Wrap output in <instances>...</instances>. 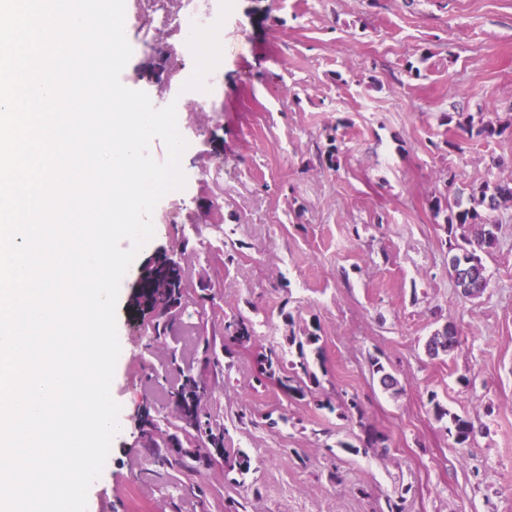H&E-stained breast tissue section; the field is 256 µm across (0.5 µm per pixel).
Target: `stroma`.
Listing matches in <instances>:
<instances>
[{
	"mask_svg": "<svg viewBox=\"0 0 512 512\" xmlns=\"http://www.w3.org/2000/svg\"><path fill=\"white\" fill-rule=\"evenodd\" d=\"M146 10L126 0L120 80L157 107L177 94L142 73L155 42L176 38L141 30ZM221 47L215 107L186 119V186L158 203L121 283L111 395L124 430L87 512H224L230 496L249 512H378L400 496L406 512H512V208L476 299L456 288L445 220L430 208L512 177L511 132L460 140L441 121L512 120V0H226ZM180 252L187 303L157 338L130 298L151 258ZM239 316L255 338L205 359L203 337L223 341ZM449 323L457 348L428 356ZM306 330L325 356L310 364V395L257 383L258 355L297 361L288 338ZM376 359L397 390L373 378ZM184 371L205 373V412L225 447L250 456L243 485L220 460L158 466L141 439L148 406L175 432L168 391ZM352 397L360 412L341 409ZM437 402L473 422L468 444L449 437ZM367 425L387 450H363Z\"/></svg>",
	"mask_w": 512,
	"mask_h": 512,
	"instance_id": "obj_1",
	"label": "stroma"
}]
</instances>
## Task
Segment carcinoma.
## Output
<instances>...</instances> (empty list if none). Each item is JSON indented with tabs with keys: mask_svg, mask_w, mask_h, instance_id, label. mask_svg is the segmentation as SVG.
<instances>
[{
	"mask_svg": "<svg viewBox=\"0 0 512 512\" xmlns=\"http://www.w3.org/2000/svg\"><path fill=\"white\" fill-rule=\"evenodd\" d=\"M512 207V179L500 180L492 184H485L479 190L472 192L467 199L460 197L455 199V204L442 201L440 197H434L431 201V209L440 213L446 209V231L448 233V267L455 285L460 294L465 298L473 297L472 289L487 290L489 277L483 256L492 253L498 241L500 212ZM462 233H457V230ZM164 263L173 266V278L162 275L149 284L148 290L133 300V305L140 308L149 306L154 311L152 330L156 337L164 335L169 328V315L173 310L182 306L184 300V284L186 269L183 259H174L166 254L161 256ZM225 333L238 344L251 340L255 334L251 322L244 319H236L225 325ZM320 338L314 333H306L301 337L290 336L289 343L298 346V353L302 361L290 363V369L284 371V377L279 383L288 390L293 397L306 395L308 385L306 381L318 382L317 375L311 370L305 359V347L313 346L315 351H320L316 344ZM208 394L205 382L196 376L187 374L182 382L170 391V397L175 406V419L179 422V429L187 436H192L197 441V446L206 444L209 437L223 435V432L213 429L210 421L192 416L187 399L194 401L195 410L203 414V400ZM434 413L438 418L449 417L450 426L448 432L454 437L455 444L463 446L467 444L474 434L473 424L457 415L452 414L436 402L433 405ZM140 434L154 448L155 462L164 466L168 463V453L171 452L168 440L162 437V430L155 421L150 409H145L140 420ZM224 463L232 470H237L240 475H245L251 470V459L248 455L230 448L224 449Z\"/></svg>",
	"mask_w": 512,
	"mask_h": 512,
	"instance_id": "carcinoma-1",
	"label": "carcinoma"
}]
</instances>
